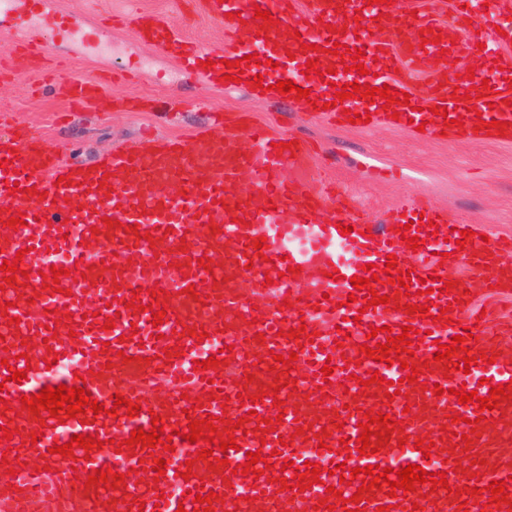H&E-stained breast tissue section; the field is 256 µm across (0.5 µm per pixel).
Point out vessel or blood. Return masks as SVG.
Returning a JSON list of instances; mask_svg holds the SVG:
<instances>
[{
    "instance_id": "vessel-or-blood-1",
    "label": "vessel or blood",
    "mask_w": 512,
    "mask_h": 512,
    "mask_svg": "<svg viewBox=\"0 0 512 512\" xmlns=\"http://www.w3.org/2000/svg\"><path fill=\"white\" fill-rule=\"evenodd\" d=\"M197 11L224 31V43L205 47L183 37L164 15L139 11L128 15L135 34L170 56L182 72L203 74L217 82L223 60L260 52L262 65H249L244 80L262 75L264 84L292 81L309 90L306 100L287 93L292 108L311 111L327 104V116L349 125L351 114L368 113L372 122L421 124L430 137L482 140L479 121L506 122L512 141V28L485 33L469 9L455 8L456 29L439 16L444 0L421 7L418 0L369 4L368 0H193ZM270 11L273 24L261 25L255 9ZM9 20L15 37L0 58L24 57L39 68L51 61L53 47L81 33L98 44L96 24L77 26L73 13L49 8L47 0H0V20ZM399 28L402 37L385 40ZM361 49L365 60L378 61L376 74L338 71L331 82L306 74V63L336 67L335 42ZM457 59L455 72L442 65L441 49ZM473 78H466V70ZM427 75L417 86L414 75ZM107 74L70 81L63 86L71 104L105 102ZM389 86L404 91L409 102L395 113L367 99L335 102L337 88L349 83ZM447 116L433 114V106ZM215 135L186 144L177 139L103 156L93 171L64 161L40 140L12 129L0 133V259H18L25 276L0 290V426L11 440L0 438V507L5 512H192L196 485L214 491L215 512H512V504L491 501V480L512 475V397L481 418L477 403L461 404L454 391L466 388L488 396L492 386L512 382V319L495 306H480L478 295L500 296L512 286V235L483 241L469 236L465 247L457 222L428 205L423 197L397 206L386 224L371 223L347 202L325 204L302 184L285 180L286 170L300 167L306 142L280 148L279 135L247 123L252 148L243 151L228 136V123L216 124ZM251 180L241 189V174ZM22 214L23 226L5 221ZM421 227L420 249L406 246L399 231ZM77 232L66 235V225ZM350 234H342L341 226ZM263 249H256L258 237ZM467 265L480 281L481 294L469 293L458 278L450 293L439 292L449 281L441 253ZM397 267L387 270L388 255ZM208 268L198 265L199 259ZM375 264L381 276L372 289H356L352 277ZM68 269L59 289L46 287L51 267ZM340 280H332V272ZM409 272L408 287L395 285ZM161 296H149L151 288ZM389 296L386 305L366 306L368 292ZM428 313H413V306ZM162 312L154 324L153 312ZM113 329H106V322ZM425 331L411 359L422 369L407 382L400 359L386 364L367 358L361 344L386 343L402 327ZM301 337H292L293 329ZM470 330L465 345L479 362L469 372L447 376L435 354L439 344ZM174 357H166L168 349ZM293 365H285L290 353ZM282 362H275V355ZM55 364H46L47 356ZM219 356L209 368L195 361ZM332 365L331 379L320 371ZM26 371L22 383L9 381L10 370ZM379 381L368 382L370 372ZM400 394L387 400L390 382ZM83 386L105 413H83L59 424L46 410L24 409L21 396L47 386ZM443 395H436V388ZM140 405L138 416L126 409L109 415L116 396ZM255 397L253 410L241 405ZM282 399L283 409L273 406ZM114 408V407H113ZM389 414L390 439L379 453L360 455L357 439L365 412ZM172 431V451L124 447L135 429L150 431L152 416ZM218 417V438L233 436L226 463L201 456L206 441L188 443L181 434L190 422ZM248 418L250 432L239 429ZM93 434L102 449L73 447L70 455L52 453L72 435ZM347 440L350 459L337 449ZM430 444L416 451L417 441ZM263 460L255 475H242L248 453ZM165 461L166 472L146 476V469ZM324 474L311 488L287 489L294 476L310 477L311 464ZM402 468L420 465L447 474L448 488L415 485L389 498L385 489L362 490L361 479L341 483L330 468ZM121 474L113 488L88 483L96 470Z\"/></svg>"
}]
</instances>
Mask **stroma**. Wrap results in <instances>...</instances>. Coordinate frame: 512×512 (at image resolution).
I'll use <instances>...</instances> for the list:
<instances>
[{
	"instance_id": "obj_1",
	"label": "stroma",
	"mask_w": 512,
	"mask_h": 512,
	"mask_svg": "<svg viewBox=\"0 0 512 512\" xmlns=\"http://www.w3.org/2000/svg\"><path fill=\"white\" fill-rule=\"evenodd\" d=\"M140 8L166 14L182 33L206 46L224 41L205 17L179 10L175 0H138ZM68 63L59 83L104 69L135 64L139 78L119 84L112 98L157 96L170 110L103 111L90 103L71 108L61 97L42 93L35 73L25 65L0 80V113L13 114L19 127L36 133L49 151L96 162L115 149H134L167 139L192 141L210 129L209 113H245L276 134L297 136L316 151L287 173L319 190L342 188L353 206L373 221L404 199L426 196L453 218L494 237L512 234V144L422 138L382 124L370 131L344 129L320 112H294L278 98L257 96L249 86L216 88L181 74L173 60L140 41L127 27L105 32L99 48L73 36L54 47Z\"/></svg>"
}]
</instances>
